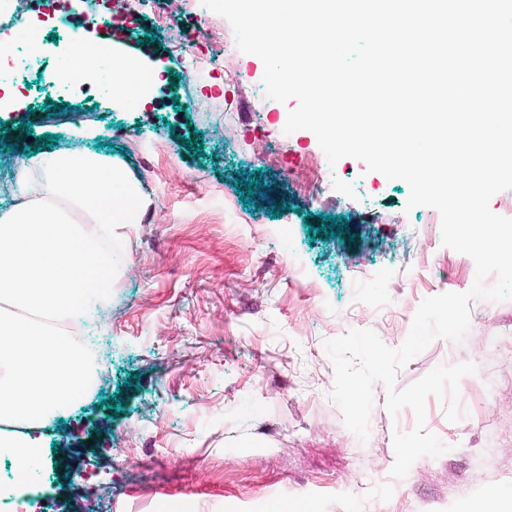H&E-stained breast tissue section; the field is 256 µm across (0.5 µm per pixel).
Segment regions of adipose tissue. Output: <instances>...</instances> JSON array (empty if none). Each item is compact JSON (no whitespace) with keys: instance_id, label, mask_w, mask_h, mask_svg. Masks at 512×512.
<instances>
[{"instance_id":"ef3b65f1","label":"adipose tissue","mask_w":512,"mask_h":512,"mask_svg":"<svg viewBox=\"0 0 512 512\" xmlns=\"http://www.w3.org/2000/svg\"><path fill=\"white\" fill-rule=\"evenodd\" d=\"M113 95L140 107V83L157 78L142 57L113 48ZM16 202L0 211V456L26 486L42 462L40 425L77 399L85 379L83 339L45 326L37 314L87 317L112 292L108 245L124 241L144 198L112 157L60 150L29 156L14 169Z\"/></svg>"}]
</instances>
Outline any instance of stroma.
I'll list each match as a JSON object with an SVG mask.
<instances>
[{
  "instance_id": "obj_1",
  "label": "stroma",
  "mask_w": 512,
  "mask_h": 512,
  "mask_svg": "<svg viewBox=\"0 0 512 512\" xmlns=\"http://www.w3.org/2000/svg\"><path fill=\"white\" fill-rule=\"evenodd\" d=\"M112 7L113 44L164 76L151 109L60 96L47 63L0 108V210L18 160L50 133L58 150L110 147L147 200L112 322L88 330L107 369L43 425L50 477L23 495L98 512H512V300H473L463 342L435 339L399 370L402 389L441 364L477 367L459 385V422L426 401L425 429L448 452L393 479L392 437L414 413L390 414L375 383L360 442L330 398L325 343L370 329L399 347L425 298L472 287L474 261L442 246L436 209H407L405 181L330 164L309 130L285 134L298 102L267 97L259 57L233 44L184 79L183 47L154 12L128 23L124 0ZM331 216L348 232L310 236Z\"/></svg>"
}]
</instances>
